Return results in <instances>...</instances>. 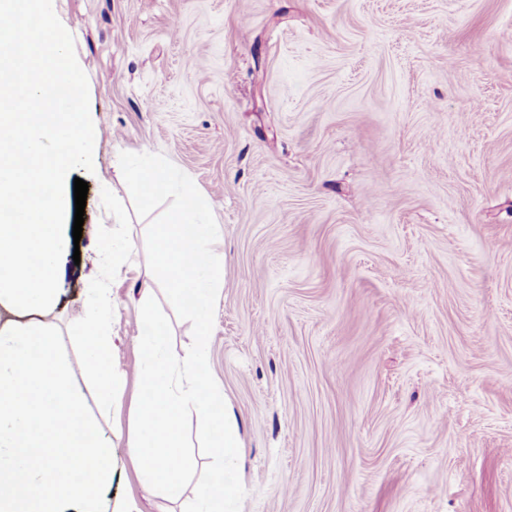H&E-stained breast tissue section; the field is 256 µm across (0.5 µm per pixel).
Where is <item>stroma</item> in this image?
<instances>
[{"label": "stroma", "instance_id": "stroma-1", "mask_svg": "<svg viewBox=\"0 0 512 512\" xmlns=\"http://www.w3.org/2000/svg\"><path fill=\"white\" fill-rule=\"evenodd\" d=\"M95 127L81 239L41 311L115 450L113 512H182L127 448L148 222L114 172L160 153L225 256L210 370L244 512H512V0H56ZM127 250L99 269L102 232ZM112 290L119 409L72 318Z\"/></svg>", "mask_w": 512, "mask_h": 512}]
</instances>
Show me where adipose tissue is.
Segmentation results:
<instances>
[{
    "mask_svg": "<svg viewBox=\"0 0 512 512\" xmlns=\"http://www.w3.org/2000/svg\"><path fill=\"white\" fill-rule=\"evenodd\" d=\"M112 307L110 289L99 288L94 305L82 309L75 322L84 348L82 369L96 382L102 401L116 406L120 398L112 369Z\"/></svg>",
    "mask_w": 512,
    "mask_h": 512,
    "instance_id": "adipose-tissue-1",
    "label": "adipose tissue"
}]
</instances>
